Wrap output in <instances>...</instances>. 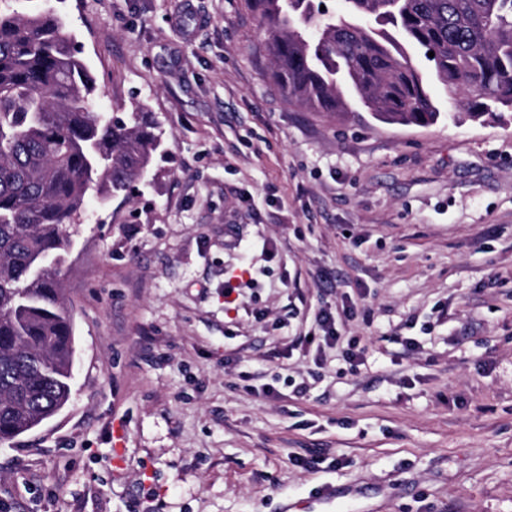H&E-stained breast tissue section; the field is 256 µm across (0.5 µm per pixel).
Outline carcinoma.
<instances>
[{
    "instance_id": "1",
    "label": "carcinoma",
    "mask_w": 512,
    "mask_h": 512,
    "mask_svg": "<svg viewBox=\"0 0 512 512\" xmlns=\"http://www.w3.org/2000/svg\"><path fill=\"white\" fill-rule=\"evenodd\" d=\"M271 80L316 112L351 94L387 123L431 126L441 112L410 50L429 59L466 117H512V0H251ZM95 85L52 9L0 11V445L71 398L75 336L61 267L71 228L97 197L129 196L162 146L151 112L96 111Z\"/></svg>"
}]
</instances>
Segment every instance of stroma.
Instances as JSON below:
<instances>
[{"mask_svg":"<svg viewBox=\"0 0 512 512\" xmlns=\"http://www.w3.org/2000/svg\"><path fill=\"white\" fill-rule=\"evenodd\" d=\"M19 6L65 14L99 111L146 106L166 152L73 238L72 396L0 446V506L512 512V123L308 111L248 0ZM322 310L340 340L299 343Z\"/></svg>","mask_w":512,"mask_h":512,"instance_id":"1","label":"stroma"}]
</instances>
